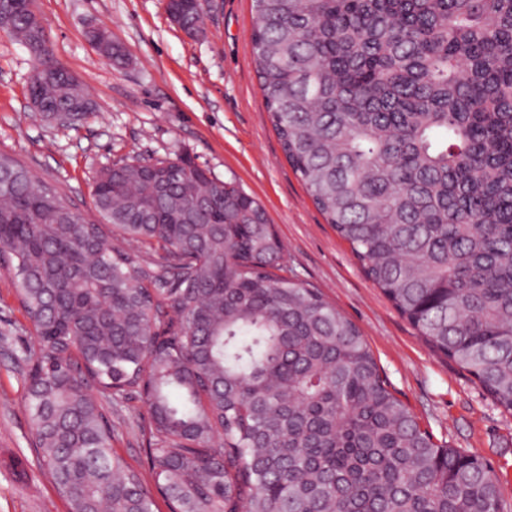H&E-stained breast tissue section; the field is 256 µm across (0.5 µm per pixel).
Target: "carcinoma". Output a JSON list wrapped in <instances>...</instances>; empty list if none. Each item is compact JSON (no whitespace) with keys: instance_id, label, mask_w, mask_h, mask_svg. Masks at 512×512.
<instances>
[{"instance_id":"cac0c4a2","label":"carcinoma","mask_w":512,"mask_h":512,"mask_svg":"<svg viewBox=\"0 0 512 512\" xmlns=\"http://www.w3.org/2000/svg\"><path fill=\"white\" fill-rule=\"evenodd\" d=\"M32 0L0 25L49 118L86 104ZM252 55L289 164L418 335L512 413V0H252ZM200 0H169L194 28ZM89 42L125 51L101 27ZM102 223L0 153V269L34 326L25 403L69 512H155L96 395L143 392L172 512H504L434 442L359 327L288 277L264 205L190 157L94 178ZM120 236L147 260L114 244Z\"/></svg>"}]
</instances>
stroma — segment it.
Instances as JSON below:
<instances>
[{
	"mask_svg": "<svg viewBox=\"0 0 512 512\" xmlns=\"http://www.w3.org/2000/svg\"><path fill=\"white\" fill-rule=\"evenodd\" d=\"M166 0H35L54 58L83 85L94 112L69 126L29 104L34 60L0 30V153L97 220L96 171L135 157L190 156L264 205L289 277L319 288L361 330L394 394L435 440L489 464L512 512V414L465 369L430 346L364 274L286 160L265 112L251 54L252 0H213L187 34ZM106 25L127 60L102 58L86 38ZM36 342L11 274L0 270V512H67L31 446L24 405ZM112 446L145 483L153 476L142 432L148 409L133 393L104 404Z\"/></svg>",
	"mask_w": 512,
	"mask_h": 512,
	"instance_id": "1",
	"label": "stroma"
}]
</instances>
